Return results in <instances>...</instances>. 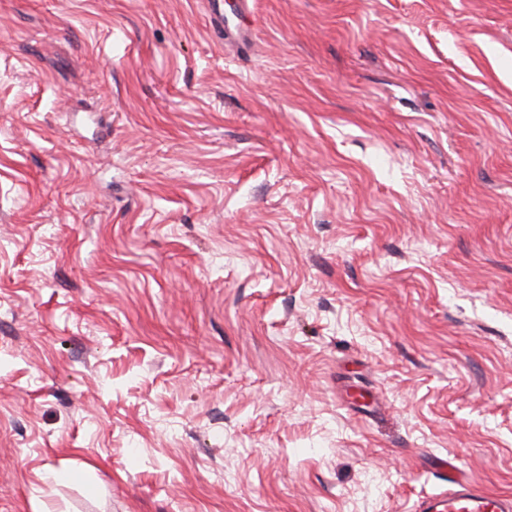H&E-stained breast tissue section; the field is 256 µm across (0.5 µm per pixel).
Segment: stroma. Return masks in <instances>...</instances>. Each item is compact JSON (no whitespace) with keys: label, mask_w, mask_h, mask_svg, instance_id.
Listing matches in <instances>:
<instances>
[{"label":"stroma","mask_w":512,"mask_h":512,"mask_svg":"<svg viewBox=\"0 0 512 512\" xmlns=\"http://www.w3.org/2000/svg\"><path fill=\"white\" fill-rule=\"evenodd\" d=\"M0 0V512L512 492V0ZM214 6L212 17L217 21L219 35H224V44L236 49H246L251 43L250 35L247 29L240 21L241 10H245L246 0H238L240 8L232 11L231 15L224 14L223 1L211 0Z\"/></svg>","instance_id":"obj_1"}]
</instances>
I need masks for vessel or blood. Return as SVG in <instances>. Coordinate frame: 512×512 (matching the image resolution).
Masks as SVG:
<instances>
[{
    "label": "vessel or blood",
    "mask_w": 512,
    "mask_h": 512,
    "mask_svg": "<svg viewBox=\"0 0 512 512\" xmlns=\"http://www.w3.org/2000/svg\"><path fill=\"white\" fill-rule=\"evenodd\" d=\"M212 4V16L225 45L247 48L251 42L250 35L238 13H225L223 0H212ZM437 473L446 488L424 497L419 504V512H512V497L475 488L452 464L441 463Z\"/></svg>",
    "instance_id": "obj_1"
}]
</instances>
